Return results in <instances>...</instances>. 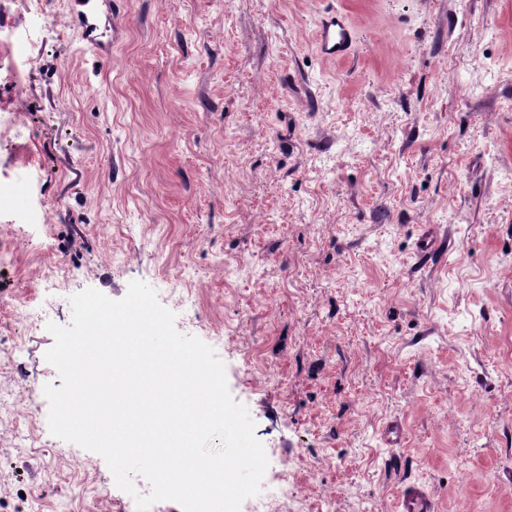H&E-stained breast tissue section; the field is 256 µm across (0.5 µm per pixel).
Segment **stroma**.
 Instances as JSON below:
<instances>
[{
	"instance_id": "35a3bbf8",
	"label": "stroma",
	"mask_w": 512,
	"mask_h": 512,
	"mask_svg": "<svg viewBox=\"0 0 512 512\" xmlns=\"http://www.w3.org/2000/svg\"><path fill=\"white\" fill-rule=\"evenodd\" d=\"M331 6L345 63L314 48ZM69 9L0 13V179L39 199L0 210V512L128 500L44 387L69 297L134 280L255 423L242 512H398L413 482L512 512V0H123L104 58ZM353 42L354 29L348 15L336 8L324 11L314 33L317 53L332 62L342 60L348 57Z\"/></svg>"
}]
</instances>
